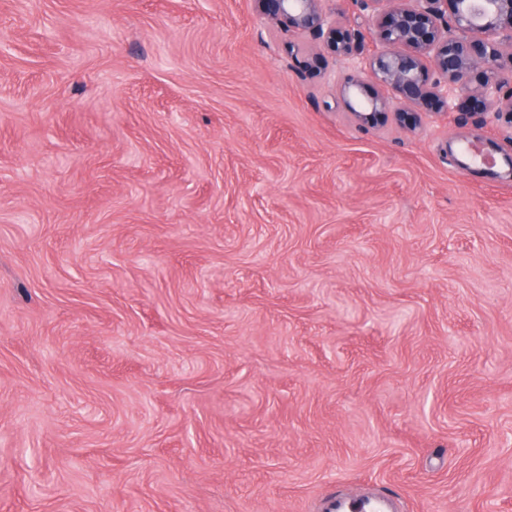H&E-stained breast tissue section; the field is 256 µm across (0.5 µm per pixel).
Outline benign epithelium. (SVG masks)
I'll list each match as a JSON object with an SVG mask.
<instances>
[{"instance_id": "7a95c632", "label": "benign epithelium", "mask_w": 512, "mask_h": 512, "mask_svg": "<svg viewBox=\"0 0 512 512\" xmlns=\"http://www.w3.org/2000/svg\"><path fill=\"white\" fill-rule=\"evenodd\" d=\"M259 15L273 25L285 19L304 39L353 61L391 96L365 100L362 82L345 78L342 93L350 114L361 123L393 105H414L438 114L461 112L480 122L503 120L512 127V0H352L366 12L365 28H341L336 0H254ZM480 72L479 87L464 109L458 95Z\"/></svg>"}]
</instances>
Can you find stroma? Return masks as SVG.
<instances>
[{
    "label": "stroma",
    "instance_id": "stroma-1",
    "mask_svg": "<svg viewBox=\"0 0 512 512\" xmlns=\"http://www.w3.org/2000/svg\"><path fill=\"white\" fill-rule=\"evenodd\" d=\"M299 42L0 0V512H512V129ZM388 500L377 497L366 501H336L330 512H392L387 510Z\"/></svg>",
    "mask_w": 512,
    "mask_h": 512
}]
</instances>
